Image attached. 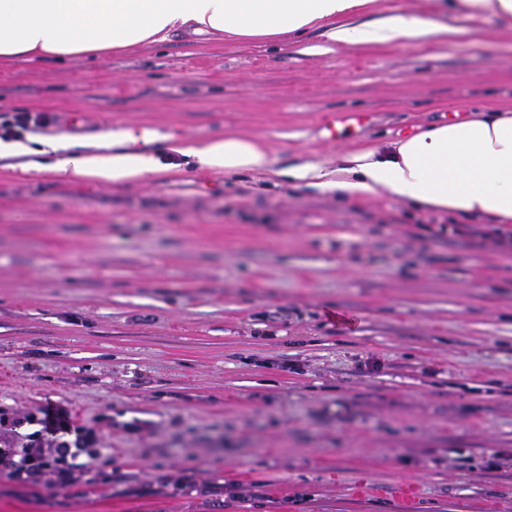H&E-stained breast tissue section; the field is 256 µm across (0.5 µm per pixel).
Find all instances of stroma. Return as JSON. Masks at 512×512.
Segmentation results:
<instances>
[{
	"instance_id": "stroma-1",
	"label": "stroma",
	"mask_w": 512,
	"mask_h": 512,
	"mask_svg": "<svg viewBox=\"0 0 512 512\" xmlns=\"http://www.w3.org/2000/svg\"><path fill=\"white\" fill-rule=\"evenodd\" d=\"M456 23L1 64L0 109L326 160L512 105V34ZM329 112L366 124L326 141ZM487 229L254 174L106 187L0 159V417L52 404L100 447L66 489L0 473V512H512V246Z\"/></svg>"
}]
</instances>
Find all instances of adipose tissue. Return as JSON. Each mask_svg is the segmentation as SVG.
I'll return each instance as SVG.
<instances>
[{
    "label": "adipose tissue",
    "instance_id": "ef3b65f1",
    "mask_svg": "<svg viewBox=\"0 0 512 512\" xmlns=\"http://www.w3.org/2000/svg\"><path fill=\"white\" fill-rule=\"evenodd\" d=\"M374 0H0V61H62L161 46L173 40L286 44L320 31L333 45L450 39L452 18L492 17L512 30V0H432L431 15L384 13L361 21ZM165 151L138 147L127 130H106L96 152L68 137L29 144L0 140L22 177L103 186L176 180L185 167L237 177L266 174L354 201L386 197L451 216L512 223V109L489 108L413 127L381 142L353 144L329 161L278 166L269 145L240 132L203 139L168 137Z\"/></svg>",
    "mask_w": 512,
    "mask_h": 512
}]
</instances>
